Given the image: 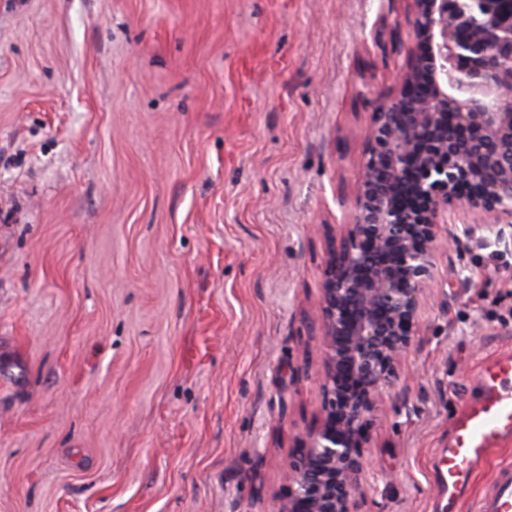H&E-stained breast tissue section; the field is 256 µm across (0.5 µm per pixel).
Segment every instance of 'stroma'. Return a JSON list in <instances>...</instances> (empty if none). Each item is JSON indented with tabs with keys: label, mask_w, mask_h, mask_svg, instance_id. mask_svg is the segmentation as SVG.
<instances>
[{
	"label": "stroma",
	"mask_w": 512,
	"mask_h": 512,
	"mask_svg": "<svg viewBox=\"0 0 512 512\" xmlns=\"http://www.w3.org/2000/svg\"><path fill=\"white\" fill-rule=\"evenodd\" d=\"M406 0H0V512H264L321 411L313 317ZM475 227L368 421L366 512L512 351Z\"/></svg>",
	"instance_id": "35a3bbf8"
}]
</instances>
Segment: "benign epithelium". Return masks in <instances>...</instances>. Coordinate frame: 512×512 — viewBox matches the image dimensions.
Masks as SVG:
<instances>
[{
	"mask_svg": "<svg viewBox=\"0 0 512 512\" xmlns=\"http://www.w3.org/2000/svg\"><path fill=\"white\" fill-rule=\"evenodd\" d=\"M408 2L415 41L362 133L360 176L323 271L321 418L267 512H365V426L436 284L440 226L457 243L459 210L512 245V0ZM345 373L356 387L342 385Z\"/></svg>",
	"mask_w": 512,
	"mask_h": 512,
	"instance_id": "benign-epithelium-1",
	"label": "benign epithelium"
}]
</instances>
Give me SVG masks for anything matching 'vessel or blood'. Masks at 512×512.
<instances>
[{
	"label": "vessel or blood",
	"mask_w": 512,
	"mask_h": 512,
	"mask_svg": "<svg viewBox=\"0 0 512 512\" xmlns=\"http://www.w3.org/2000/svg\"><path fill=\"white\" fill-rule=\"evenodd\" d=\"M451 431L448 448L437 465L447 496L446 512H456L473 475L496 448L512 440V352L483 361L480 394L461 407ZM478 512H512V465L493 471L491 489L481 497Z\"/></svg>",
	"instance_id": "b4317fda"
}]
</instances>
